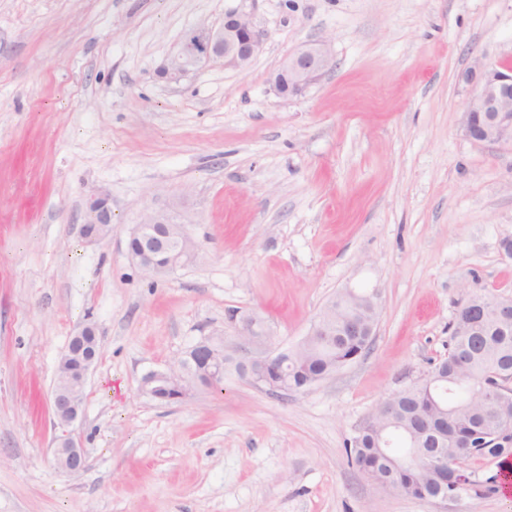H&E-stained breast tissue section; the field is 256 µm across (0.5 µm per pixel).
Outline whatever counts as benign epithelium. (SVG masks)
Masks as SVG:
<instances>
[{
  "label": "benign epithelium",
  "instance_id": "1",
  "mask_svg": "<svg viewBox=\"0 0 512 512\" xmlns=\"http://www.w3.org/2000/svg\"><path fill=\"white\" fill-rule=\"evenodd\" d=\"M267 34L259 28L250 13L231 10L224 14V26L218 30H195L186 34L177 54L172 56L166 74L173 80L209 62H224V67L243 69L248 67L262 50ZM334 65L329 44L317 40L304 45L286 56L273 78V85L282 96H301L318 82ZM459 81L470 86V96L461 116V128L472 142L512 147V66L505 63H477L462 72ZM89 215L98 230L86 234L90 240H100L112 233V210L108 199L94 196L88 202ZM186 216L172 219L161 211H151L142 216L129 239L145 237L153 247H164L172 238L180 240L181 251L167 266L173 272L190 259L196 251V243ZM99 348V333L93 323L84 325L74 334L62 350L58 362L67 370L64 380L55 382L52 392L53 413L60 426H68L84 413V389L87 376L93 367ZM224 337L205 338L192 346L197 355L206 359L208 379L220 376L224 370ZM294 350L248 355L238 361L241 373L253 384L271 390L288 393L296 387L288 382V363ZM182 362L169 370L153 373L142 380L140 391L151 399L159 397V385L169 377L182 376ZM416 452L411 461L431 472L437 484L436 493L429 501L448 512V504L457 497L444 492L442 472L451 468L462 478L470 476L467 462L471 455L462 451L451 460L443 452L447 441L437 432L410 435ZM55 467L75 474L85 469L86 456L81 444L69 435L59 439L53 451Z\"/></svg>",
  "mask_w": 512,
  "mask_h": 512
}]
</instances>
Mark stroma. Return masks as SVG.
Instances as JSON below:
<instances>
[{"mask_svg":"<svg viewBox=\"0 0 512 512\" xmlns=\"http://www.w3.org/2000/svg\"><path fill=\"white\" fill-rule=\"evenodd\" d=\"M241 9L265 29L244 70L165 75L185 35ZM336 64L302 97L271 78L302 45ZM512 62V0H0V512H438L346 456L356 427L448 353L474 293L512 296V149L467 139L458 75ZM107 195L111 236L81 235ZM189 212L196 258L153 276L127 251L144 212ZM349 290L377 291L369 348L287 394L238 369L295 347ZM100 351L51 464L56 364L82 324ZM208 336L224 388L139 392ZM448 512H512L495 462ZM53 451L55 467L66 473L75 474L85 469L86 456L81 444L69 435H63Z\"/></svg>","mask_w":512,"mask_h":512,"instance_id":"obj_1","label":"stroma"}]
</instances>
